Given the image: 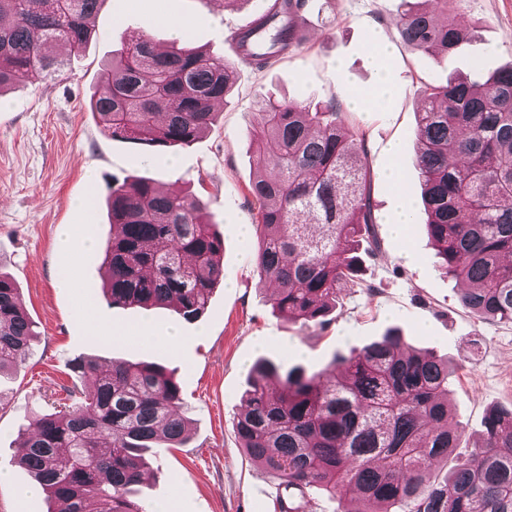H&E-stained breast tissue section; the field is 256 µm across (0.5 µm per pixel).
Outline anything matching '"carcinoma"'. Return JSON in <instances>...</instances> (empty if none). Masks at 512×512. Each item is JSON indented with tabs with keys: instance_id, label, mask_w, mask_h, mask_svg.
I'll return each instance as SVG.
<instances>
[{
	"instance_id": "cac0c4a2",
	"label": "carcinoma",
	"mask_w": 512,
	"mask_h": 512,
	"mask_svg": "<svg viewBox=\"0 0 512 512\" xmlns=\"http://www.w3.org/2000/svg\"><path fill=\"white\" fill-rule=\"evenodd\" d=\"M103 0H0V93L20 77L41 82L61 72L62 45L83 51ZM411 6L396 19L403 45L448 66L462 44L459 0ZM266 4L236 34L244 60L261 70L298 50L309 0ZM447 19L440 20L435 11ZM233 85V67L202 50L160 53L144 33L112 59L103 92L90 99L112 137L153 151L195 141ZM252 135L268 146L254 159L255 264L274 285V312L325 323L341 289L365 286L356 250L380 241L364 139L347 131L336 106L297 101L255 104ZM429 239L448 276L465 285L461 304L481 319L512 323V64L485 83L428 84L415 130ZM112 238L102 251L103 292L113 307L166 305L186 320L208 307L224 278V240L202 202L164 193L145 179L108 188ZM38 333L14 281L0 274V374L31 355ZM455 365L407 349L397 329L348 357L330 376L263 358L254 365L236 424L248 456L284 493L275 512H312L313 495L339 512H512V410L491 408L481 439L436 479L459 447L448 383ZM93 379L65 410L39 412L20 464L58 503L57 512H151L138 497L145 454L179 448L187 409L173 372L140 360L103 366L71 362ZM358 501L362 508L345 507Z\"/></svg>"
}]
</instances>
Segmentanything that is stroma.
I'll list each match as a JSON object with an SVG mask.
<instances>
[{"label": "stroma", "instance_id": "obj_1", "mask_svg": "<svg viewBox=\"0 0 512 512\" xmlns=\"http://www.w3.org/2000/svg\"><path fill=\"white\" fill-rule=\"evenodd\" d=\"M263 0H104L91 20L92 39L82 55L55 52L66 63L61 76L30 85L18 81L0 96V272L13 277L20 300L39 333L19 371L0 376V512H53L46 493L18 507L16 493L33 485L17 460L32 412L64 403L68 390L89 391L69 365L89 356L156 362L174 369L191 419L178 448L148 455L140 494L172 512H273L278 482L249 460L235 432L249 372L261 358L286 360L310 372L400 330L406 341L448 357L457 369L449 380L453 420L461 445L473 447L487 408H512V324L476 318L460 304L461 284L442 273L422 225V181L413 130L426 84L463 76L484 82L512 62V0H462L469 26L449 68L433 56L404 48L395 19L403 0H313L303 16L302 47L258 70L227 50L233 31L252 21ZM186 23L174 34L170 21ZM144 31L164 48L191 46L234 67L231 94L217 118L194 142L165 157L105 133L89 108L94 93L126 35ZM382 31L393 44L381 66L371 61L367 36ZM386 82L378 108H352L354 94ZM269 95L335 103L346 129L363 134L373 177L376 255L364 256L368 288H346L325 325L293 323L272 311L273 287L261 282L254 262V213L247 189L259 144L251 134L255 99ZM397 167L416 212L407 239L395 236L386 217L393 192L383 177ZM140 177L198 196L224 240V281L206 311L188 321L172 310L109 306L102 291L99 244L112 233L105 197L111 182ZM87 210H79L81 199ZM95 248L65 253L56 245L61 225ZM71 276L73 288L56 281ZM85 317H78L77 309ZM174 329L177 350L132 342L122 330ZM479 341L471 354V341Z\"/></svg>", "mask_w": 512, "mask_h": 512}]
</instances>
